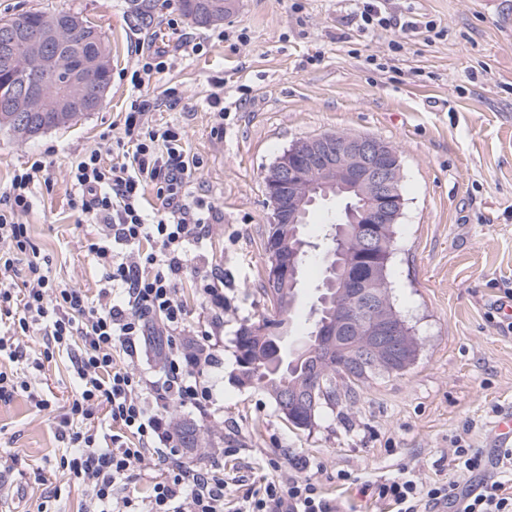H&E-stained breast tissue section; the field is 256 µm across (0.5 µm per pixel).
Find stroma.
<instances>
[{"label": "stroma", "mask_w": 512, "mask_h": 512, "mask_svg": "<svg viewBox=\"0 0 512 512\" xmlns=\"http://www.w3.org/2000/svg\"><path fill=\"white\" fill-rule=\"evenodd\" d=\"M399 20L436 19L447 35L426 45L421 33L359 31L351 0H232L221 25L183 21L169 32L165 11L138 26L129 0H0V16L32 9L81 13L112 51L113 79L99 111L75 124L19 141L0 130V200L13 173L34 158L50 185H37L22 217L48 262L51 278L96 295L101 271L87 252L95 224L70 207L68 169L123 112L139 46L165 49L172 65L142 87L153 98L168 87L181 99L151 114L185 131L201 167L195 195L218 222L205 253L224 270V325L215 338L220 363L211 379L213 415L176 409L204 440L189 458L224 459L229 503L268 476L267 462L300 463L339 512H389L362 495L365 484L414 470L447 481L455 441L494 456L495 425L512 414V317L498 305L512 293V0H391ZM246 31V41L235 38ZM229 39H222V32ZM402 45L396 71L367 66L365 55ZM200 50L185 55V43ZM224 83V115L207 103ZM223 133H216V123ZM326 132L375 137L402 162L403 214L389 265L390 296L419 345L404 371L376 374L355 403L323 408L314 429L295 428L262 389L235 377L241 325L271 316L263 292L266 228L262 174L294 141ZM323 278L320 258L302 270L301 292L286 341L297 346L310 325ZM25 362L39 360L32 385L51 403L38 410L26 393L0 399V469L12 472L15 496L0 512H82L87 487L69 481L55 436L75 378L67 354L45 357L40 336L21 338Z\"/></svg>", "instance_id": "35a3bbf8"}]
</instances>
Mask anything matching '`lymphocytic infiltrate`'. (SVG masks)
I'll return each mask as SVG.
<instances>
[{"label":"lymphocytic infiltrate","mask_w":512,"mask_h":512,"mask_svg":"<svg viewBox=\"0 0 512 512\" xmlns=\"http://www.w3.org/2000/svg\"><path fill=\"white\" fill-rule=\"evenodd\" d=\"M177 88L160 96L131 97L118 133H105L104 148H93L71 164L75 189L72 209L100 227L88 250L105 271L96 297L55 282L48 264L30 239L21 217L33 203L46 166L34 159L15 170L0 206V356L21 358L19 337L42 327L48 344L71 351L78 387L60 422L66 444L61 465L90 487L95 512H224V468L211 463L189 465L180 459L183 443L171 416L178 406L210 417L214 401L210 373L219 365L212 336L224 322V276L203 265L201 247L211 235L213 207L192 196L189 186L200 168L186 149L182 128L157 127L151 111L175 104ZM119 160L105 165L103 152ZM160 205L144 206L147 191ZM193 275L203 304L210 310L208 330L188 345L184 336L188 311L177 295L184 275ZM160 347L156 369L144 372L139 352ZM106 408L117 431L103 446L93 420ZM173 465L151 493L140 497L128 489L132 471L154 458ZM450 465L476 485L426 483L401 476L365 485L364 495L388 502L395 512H512V492L503 478L512 474V448L487 459L472 448L453 449ZM247 491L235 512H338L316 482L282 475Z\"/></svg>","instance_id":"1"}]
</instances>
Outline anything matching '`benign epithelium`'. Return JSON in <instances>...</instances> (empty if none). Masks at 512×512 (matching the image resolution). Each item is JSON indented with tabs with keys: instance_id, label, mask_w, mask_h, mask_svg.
Listing matches in <instances>:
<instances>
[{
	"instance_id": "7a95c632",
	"label": "benign epithelium",
	"mask_w": 512,
	"mask_h": 512,
	"mask_svg": "<svg viewBox=\"0 0 512 512\" xmlns=\"http://www.w3.org/2000/svg\"><path fill=\"white\" fill-rule=\"evenodd\" d=\"M74 23L46 21L24 31L27 52L15 55L12 43H0V68L12 72H34L36 86L23 92L19 110L32 115L69 112L77 106L95 112L103 104L107 89L95 64L76 69L66 52L77 35ZM402 166L398 150L369 136L339 132L304 138L291 144L263 174L267 207L268 258L266 288L272 298L299 286V266L308 246L301 227L311 206L331 199V192L356 203L353 227L335 225L333 233L342 247L324 254L325 279L319 302L340 304L330 311L327 329L316 324L314 335L329 337L317 347L315 371L338 354L350 358L346 371L367 373L382 367L395 371L413 356L407 344L412 329L398 315H387L385 297L374 289L378 270L392 253L385 235L398 223L404 209L400 188ZM254 351H260L272 336H284V325L261 321L246 327ZM256 362L240 360L238 382L255 384ZM318 380L303 379L284 384L274 392L281 413L299 427L313 421L317 406Z\"/></svg>"
}]
</instances>
